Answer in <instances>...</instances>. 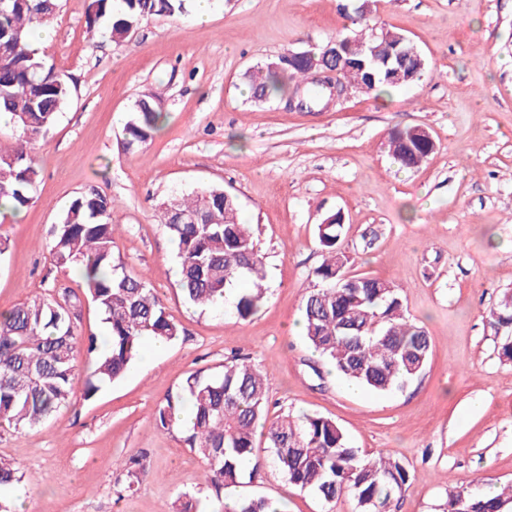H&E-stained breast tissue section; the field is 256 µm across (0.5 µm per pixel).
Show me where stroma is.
<instances>
[{
  "instance_id": "obj_1",
  "label": "stroma",
  "mask_w": 512,
  "mask_h": 512,
  "mask_svg": "<svg viewBox=\"0 0 512 512\" xmlns=\"http://www.w3.org/2000/svg\"><path fill=\"white\" fill-rule=\"evenodd\" d=\"M340 0H210L154 16L116 43L88 35L89 0H59L40 57L72 96L35 153L32 203L0 217V312L61 286L81 290L50 256L51 229L79 193L112 200V251L143 274L182 334L91 399L75 397L40 425L0 430V456L23 480L0 491L15 512H168L180 493L206 490L205 466L154 413L194 372L248 356L269 388V417L314 413L336 422L366 459L402 461L409 480L391 512H442L459 486L512 483V363L501 362L489 308L512 290V0H374L377 27L407 36L424 77L385 98L357 91L301 111L281 99L250 101L257 64L321 48L353 33ZM144 94L167 121L146 145L125 149L123 126ZM421 127L435 149L419 167L394 163V130ZM202 187L237 197L266 263V298L247 319L231 306L199 311L178 287L176 246L160 203ZM341 213L353 274L389 279L409 320L431 342L424 372L402 389L352 392L298 326L323 261L316 226ZM146 453L149 469L117 494L116 465ZM238 489L284 512H322L260 457Z\"/></svg>"
}]
</instances>
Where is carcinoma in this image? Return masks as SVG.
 Returning a JSON list of instances; mask_svg holds the SVG:
<instances>
[{
    "mask_svg": "<svg viewBox=\"0 0 512 512\" xmlns=\"http://www.w3.org/2000/svg\"><path fill=\"white\" fill-rule=\"evenodd\" d=\"M57 8L58 0H0V112L10 116L16 139L12 146L0 144V200L8 201L15 212L31 203L39 177L30 146L51 129L72 95L68 80L48 68L31 45L34 33L48 24ZM185 11L186 0H91L86 26L93 33L103 19H110V38L117 42L152 15ZM351 22L360 27L359 33L336 37L347 46L339 78L364 87L366 94L376 98L421 80L426 67L418 64L425 59L405 35L377 31L361 6ZM383 41L402 50L410 77L395 81L385 65L370 63L369 47ZM323 66H336V59L321 49L304 52L286 69L276 62L258 66L248 74L251 99L255 103L276 100L286 78L294 91L305 89L308 101L314 103L322 89L312 74ZM164 118L154 97L142 96L124 125L125 144L146 143ZM389 150L400 167L413 168L430 156L434 146L416 128L407 127L391 133ZM188 212L200 214L201 223H176L178 214ZM160 221L177 243L179 287L187 302L205 311L233 292L232 307L238 318L257 311L266 292L265 265L250 225L240 222L236 197H225L221 188L194 190L165 203ZM115 229L112 199L94 188L77 195L54 226L50 253L59 268L80 276L84 291L53 288L0 315V426L33 428L69 405L75 396L80 351L95 361L84 380L82 394L88 399L102 385L127 373L139 357L143 338L168 344L181 335L179 324L146 277L132 275L123 263L114 261ZM343 229L339 213L317 227L324 252L316 269L321 287L304 298L303 333L339 378L365 390L390 392L424 371L430 341L423 328L406 318L398 287L392 282L367 275L340 281V268L350 262L338 247ZM87 301L109 328L102 351L96 337L79 331ZM489 325L499 358L511 363L509 292L490 310ZM186 401L192 427L183 435L205 464V482L213 498L182 493L172 512H270L273 501L264 497H240L231 510L224 504V493L241 486L246 462L256 457L259 429L275 471L288 484L312 493L324 506L323 512H332L333 503L343 494L351 495L361 512H390L391 502L409 480L408 469L396 458L362 459L329 418L306 414L294 419L286 414L267 422L269 390L246 357L225 361L219 373L188 375L180 391L157 407V426L174 430ZM148 467L144 453L129 457L117 469L118 492L132 490ZM22 477L14 461L0 458V487L14 486ZM462 500L469 512H512V487L494 494L453 491L445 512H455V504Z\"/></svg>",
    "mask_w": 512,
    "mask_h": 512,
    "instance_id": "1",
    "label": "carcinoma"
}]
</instances>
